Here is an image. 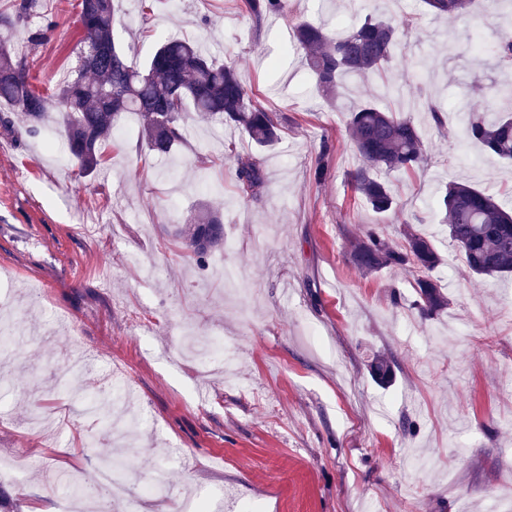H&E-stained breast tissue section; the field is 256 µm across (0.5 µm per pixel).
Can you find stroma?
<instances>
[{"instance_id": "obj_1", "label": "stroma", "mask_w": 512, "mask_h": 512, "mask_svg": "<svg viewBox=\"0 0 512 512\" xmlns=\"http://www.w3.org/2000/svg\"><path fill=\"white\" fill-rule=\"evenodd\" d=\"M42 3L11 43L51 89L76 61L79 0ZM372 9L408 32L388 75L401 92L385 99L375 80L353 77L332 107L293 30L342 33ZM475 9L471 25L496 42L484 0ZM48 19V40L29 43ZM468 26L449 32L424 0H288L259 25L243 0H118L114 34L129 62L144 64L164 38H194L236 60L258 102L284 117L255 197L235 181L236 154L254 149L239 127L187 113L185 143L157 158L130 115L83 178L56 116L33 134L0 104V316L25 338L0 357V462L24 464L0 490L21 512H65L52 475L95 483L113 450L137 512H212L225 498L252 512H489L512 501V281L468 273L439 205L460 180L512 207V168L466 141L457 112L474 82L501 79L477 66ZM421 98L448 109L445 129ZM368 100L411 114L426 137L424 167L388 175L398 207L384 215L347 180L360 163L347 111ZM203 204L224 220V247L200 257L179 233ZM406 224L445 255L434 275L452 303L432 318L412 305L413 270L365 274L349 261L368 228L395 240ZM73 351L89 365L57 386ZM375 354L395 364L390 385L369 374ZM99 361L127 383L130 443L118 449L81 399L100 393Z\"/></svg>"}]
</instances>
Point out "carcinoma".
I'll return each mask as SVG.
<instances>
[{
	"label": "carcinoma",
	"mask_w": 512,
	"mask_h": 512,
	"mask_svg": "<svg viewBox=\"0 0 512 512\" xmlns=\"http://www.w3.org/2000/svg\"><path fill=\"white\" fill-rule=\"evenodd\" d=\"M496 17L504 25L490 50L491 64L512 74V5L496 0ZM256 23L281 13L286 0H244ZM429 10L448 21L464 20L472 0H425ZM13 15L0 18L12 28L39 13V0H19ZM80 11L89 13L81 27L82 49L77 66L54 94L36 89L29 79L24 57L0 40V102L21 113L36 131L50 111L59 122L78 175L87 177L104 163L102 146L134 114L148 151L167 155L185 139L183 114L188 109L241 128L251 143L271 147L281 140L282 119L264 109L250 95L232 62L220 63L203 54L186 38H170L155 49L141 67L131 65L115 40L114 0H81ZM297 43L306 51L312 78L330 105L349 75L383 78L393 67L396 50L407 33L389 20L368 15L364 22L336 38L310 23L294 29ZM476 103L463 109L464 134L483 150L512 161V115L497 110L502 98H512V81L489 88L480 84ZM346 130L361 158V165L347 174L352 188L377 214L396 210L398 203L377 173L412 174L423 167L426 148L423 129L409 115L367 102L350 110ZM239 190L254 196L265 184L266 172L252 154L235 156ZM448 236L468 271L479 277L512 276V211L495 195L460 182L448 183L441 200ZM186 246L197 255L224 244L220 216L201 209L191 220ZM398 243L370 228L351 244L350 259L365 274L383 268H412L417 272L415 307L431 318L448 308L450 297L430 276L442 261L433 237L415 224H406ZM371 377L381 385L392 382V362L376 355L369 364Z\"/></svg>",
	"instance_id": "1"
}]
</instances>
